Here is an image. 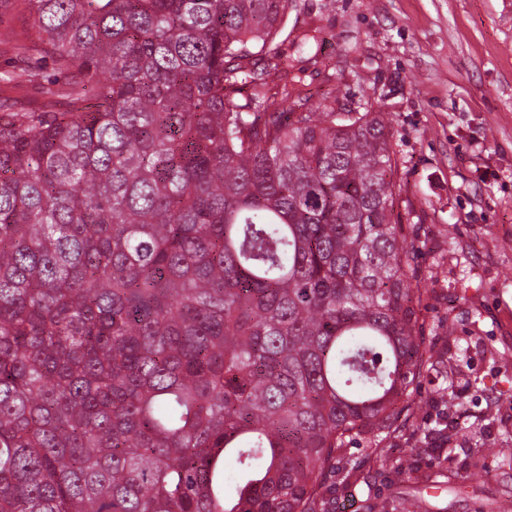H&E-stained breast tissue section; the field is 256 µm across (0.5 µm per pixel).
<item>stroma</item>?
I'll return each instance as SVG.
<instances>
[{
  "label": "stroma",
  "mask_w": 512,
  "mask_h": 512,
  "mask_svg": "<svg viewBox=\"0 0 512 512\" xmlns=\"http://www.w3.org/2000/svg\"><path fill=\"white\" fill-rule=\"evenodd\" d=\"M263 91L332 96L388 112L399 163L394 216L409 227L423 292L425 343L457 393L442 419L422 382L383 456L365 442L321 489L329 512H481L512 500V0H300ZM26 0L0 6V111L41 107L38 84L16 82L9 41Z\"/></svg>",
  "instance_id": "obj_1"
}]
</instances>
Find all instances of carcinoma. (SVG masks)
Here are the masks:
<instances>
[{
    "label": "carcinoma",
    "instance_id": "carcinoma-1",
    "mask_svg": "<svg viewBox=\"0 0 512 512\" xmlns=\"http://www.w3.org/2000/svg\"><path fill=\"white\" fill-rule=\"evenodd\" d=\"M28 5L74 75L0 115V512H322L448 380L385 113L256 91L296 0Z\"/></svg>",
    "mask_w": 512,
    "mask_h": 512
}]
</instances>
